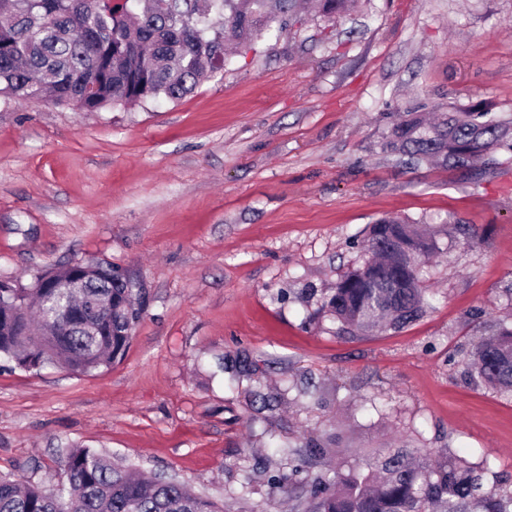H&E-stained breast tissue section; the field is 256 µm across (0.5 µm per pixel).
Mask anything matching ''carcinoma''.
Listing matches in <instances>:
<instances>
[{
    "label": "carcinoma",
    "instance_id": "cac0c4a2",
    "mask_svg": "<svg viewBox=\"0 0 512 512\" xmlns=\"http://www.w3.org/2000/svg\"><path fill=\"white\" fill-rule=\"evenodd\" d=\"M315 12L336 20L358 0H312ZM301 0H0V100L52 104L84 112L180 100L216 78L226 47L245 48L302 21ZM396 160L468 169L497 164L512 150V122L475 107H454L430 122L413 109L394 123L386 141ZM441 229L386 217L371 225V257L346 273L323 308L342 327L397 329L426 306L421 278ZM55 281L49 292L31 285L0 288V354L17 365L45 363L91 372L124 356L143 307L140 283L99 263L69 266L36 277ZM112 296V326L63 328L65 304L78 311ZM466 367L501 395L512 396V325L502 320L479 343ZM288 474V512H299L295 490L309 460L330 462L303 501L306 512H512V491L487 488L489 459L471 463L445 452L402 444L364 460H350L345 435L308 433L281 445ZM68 485L54 490L0 478V512H224V507L178 481L145 477L121 461L83 447L65 454Z\"/></svg>",
    "mask_w": 512,
    "mask_h": 512
}]
</instances>
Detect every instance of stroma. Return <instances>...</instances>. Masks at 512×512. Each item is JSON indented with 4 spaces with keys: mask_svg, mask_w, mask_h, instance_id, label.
I'll return each mask as SVG.
<instances>
[{
    "mask_svg": "<svg viewBox=\"0 0 512 512\" xmlns=\"http://www.w3.org/2000/svg\"><path fill=\"white\" fill-rule=\"evenodd\" d=\"M476 105L512 121V0H362L242 49L183 99L83 112L0 102V279L112 263L145 290L124 357L89 373L0 357V476L49 488L79 445L186 483L226 512H284L288 436L342 429L490 456L512 482V397L465 355L512 306V154L395 166L397 114ZM399 216L437 237L433 294L394 330L341 329L326 289ZM334 387L321 404L292 379ZM284 390L271 408L256 392Z\"/></svg>",
    "mask_w": 512,
    "mask_h": 512,
    "instance_id": "stroma-1",
    "label": "stroma"
}]
</instances>
